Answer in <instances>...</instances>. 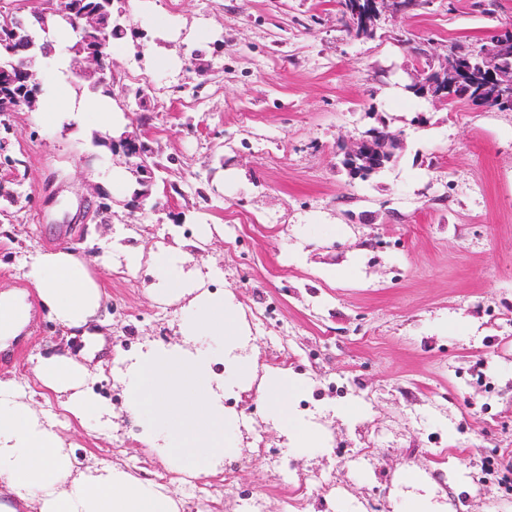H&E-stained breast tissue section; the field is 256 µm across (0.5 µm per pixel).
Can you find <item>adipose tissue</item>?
I'll return each mask as SVG.
<instances>
[{"label":"adipose tissue","instance_id":"1","mask_svg":"<svg viewBox=\"0 0 512 512\" xmlns=\"http://www.w3.org/2000/svg\"><path fill=\"white\" fill-rule=\"evenodd\" d=\"M51 109L34 118L61 129L72 126V110L96 111L98 132L121 130V114L99 109L95 100H76L64 82L46 99ZM149 262L154 280L149 293L166 303L181 300L186 315L179 324L181 340L142 351L126 372L128 414L143 419L142 442L166 457L169 468L189 477L215 468L224 459V407L219 392L224 379L214 371L213 356L200 348L205 336L241 335L239 311L204 290L202 273L184 243L159 249L150 257L130 252L127 264L137 269ZM28 288L0 290V345L20 336L40 304L67 330L88 331L97 320L105 291L92 265L66 248L35 251L27 274ZM34 373L60 394L61 407L79 421L112 423V409L88 390L89 366L61 352L39 360ZM299 382L288 372L266 380L263 392L275 424L299 446H319L321 437L287 409L285 399ZM37 504L38 512H178L162 487L108 464L77 471L52 421L21 401L14 379L0 376V490Z\"/></svg>","mask_w":512,"mask_h":512}]
</instances>
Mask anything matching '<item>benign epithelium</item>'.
<instances>
[{
    "label": "benign epithelium",
    "instance_id": "benign-epithelium-1",
    "mask_svg": "<svg viewBox=\"0 0 512 512\" xmlns=\"http://www.w3.org/2000/svg\"><path fill=\"white\" fill-rule=\"evenodd\" d=\"M416 7L414 0H357L352 14V28L362 36H372L383 15H404ZM512 56V36L499 35L489 45L472 46L450 52L440 65L430 71L410 76L403 89L426 100L433 106L451 99L463 97L469 104L481 109L486 107L487 97L500 103H512V65L504 59ZM483 62L481 75H474L473 59ZM76 74L95 78L102 83L113 80L112 59L108 36L95 40L86 56L77 58ZM402 133L393 132L389 126L372 128L362 138L343 150L342 165L355 178H366L384 169L393 159L394 148ZM112 150L123 153L128 169L143 185H151L153 168L140 161L143 147L136 135L125 132L112 139Z\"/></svg>",
    "mask_w": 512,
    "mask_h": 512
}]
</instances>
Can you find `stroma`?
<instances>
[{
	"instance_id": "obj_1",
	"label": "stroma",
	"mask_w": 512,
	"mask_h": 512,
	"mask_svg": "<svg viewBox=\"0 0 512 512\" xmlns=\"http://www.w3.org/2000/svg\"><path fill=\"white\" fill-rule=\"evenodd\" d=\"M127 33L111 45L109 101L151 87L128 127L157 155L144 209L112 201L88 215L122 156L94 138L0 115V285L23 287L37 249L111 257L102 337L64 335L35 309L0 354V375L53 420L78 466L97 459L149 479L166 472L123 415L127 366L147 343L173 341L181 305L155 302L148 265L125 251L192 241L217 226L197 262L209 291L243 319L256 373L239 378L234 344L207 337L224 378V443L234 455L199 476L201 497L173 483L179 512H225L266 494L268 512H350L363 502L404 512L395 481L420 470L438 512H512V112L432 106L403 90L457 43H490L512 26V0H428L382 16L371 37L349 31L339 0H122ZM166 66H154L157 56ZM403 132L393 161L350 179L343 143L378 121ZM88 349L90 388L119 412L112 428L68 416L36 379L41 357ZM300 387L290 410L322 435L297 449L260 389L277 356ZM264 441L272 462L252 460ZM457 467H449V460ZM306 483H299V476Z\"/></svg>"
}]
</instances>
